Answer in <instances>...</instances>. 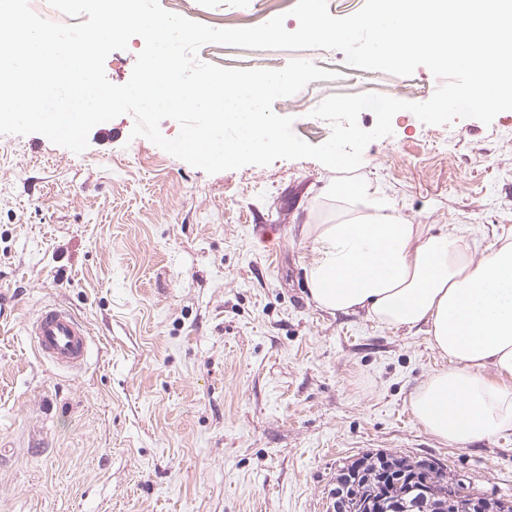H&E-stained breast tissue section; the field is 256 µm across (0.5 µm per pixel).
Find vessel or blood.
<instances>
[{
	"label": "vessel or blood",
	"instance_id": "obj_1",
	"mask_svg": "<svg viewBox=\"0 0 512 512\" xmlns=\"http://www.w3.org/2000/svg\"><path fill=\"white\" fill-rule=\"evenodd\" d=\"M26 332L38 356L55 365L74 368L87 359L89 329L68 307L43 306L27 323Z\"/></svg>",
	"mask_w": 512,
	"mask_h": 512
}]
</instances>
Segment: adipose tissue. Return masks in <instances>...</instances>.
<instances>
[{
    "mask_svg": "<svg viewBox=\"0 0 512 512\" xmlns=\"http://www.w3.org/2000/svg\"><path fill=\"white\" fill-rule=\"evenodd\" d=\"M336 212L307 224L316 260L310 296L327 312H366L396 328L426 327L452 362L412 406L436 436L468 443L512 426V242L474 255L463 236L407 222L366 184L332 185Z\"/></svg>",
    "mask_w": 512,
    "mask_h": 512,
    "instance_id": "1",
    "label": "adipose tissue"
}]
</instances>
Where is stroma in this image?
<instances>
[{"mask_svg": "<svg viewBox=\"0 0 512 512\" xmlns=\"http://www.w3.org/2000/svg\"><path fill=\"white\" fill-rule=\"evenodd\" d=\"M213 28L253 27L297 0H159ZM199 61L337 71L277 99L300 139L330 125L333 94L424 102L426 67L339 72L343 52L203 45ZM125 114L79 154L44 135H0V512H330L341 468L367 454L437 458L487 496L512 497V426L454 443L411 408L449 367L427 333L366 313L331 314L305 272L306 224L327 220V187L365 183L411 223L463 227L474 253L512 241V110L427 125L398 112L357 171L313 159L216 174L147 138ZM60 303L91 351L78 369L40 358L24 325Z\"/></svg>", "mask_w": 512, "mask_h": 512, "instance_id": "35a3bbf8", "label": "stroma"}]
</instances>
